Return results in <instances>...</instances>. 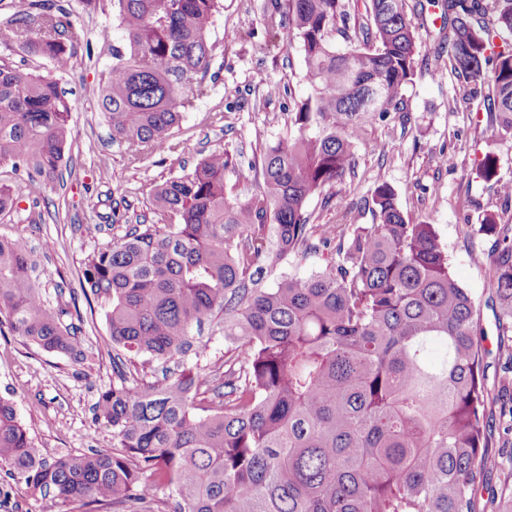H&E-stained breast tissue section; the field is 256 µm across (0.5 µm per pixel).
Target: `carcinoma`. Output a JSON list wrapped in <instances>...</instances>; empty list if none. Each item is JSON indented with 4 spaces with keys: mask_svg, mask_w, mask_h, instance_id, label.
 I'll return each mask as SVG.
<instances>
[{
    "mask_svg": "<svg viewBox=\"0 0 512 512\" xmlns=\"http://www.w3.org/2000/svg\"><path fill=\"white\" fill-rule=\"evenodd\" d=\"M417 0L441 9L436 58L487 101V128L512 135V0ZM275 0L266 26L299 43L308 93L288 134L262 147L263 190L225 181L216 150L149 184L168 224H130L90 256L85 297L104 302L117 380L94 419L112 449L52 461L0 397V468L67 512H479L488 490L512 512V484L487 488L486 364L472 297L452 275L434 225L406 217L388 183L371 224H313L310 198L354 173L368 126L404 111L421 64L407 0ZM221 0H112L123 33L99 107L134 160L173 151L171 130L202 91ZM69 0H23L10 20L23 50L70 67L81 35ZM354 24H349V21ZM345 43L336 49V37ZM500 39L499 50L493 49ZM74 105L55 80L0 66V166L43 186L65 158ZM493 214L482 231L504 244L495 294L499 348L509 347L512 244ZM300 277L288 262L323 251ZM37 261L0 239V327L48 352L77 339L43 300ZM224 351L208 358L211 337ZM171 500L157 497L160 490Z\"/></svg>",
    "mask_w": 512,
    "mask_h": 512,
    "instance_id": "cac0c4a2",
    "label": "carcinoma"
}]
</instances>
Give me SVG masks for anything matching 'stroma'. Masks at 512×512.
I'll return each mask as SVG.
<instances>
[{"mask_svg": "<svg viewBox=\"0 0 512 512\" xmlns=\"http://www.w3.org/2000/svg\"><path fill=\"white\" fill-rule=\"evenodd\" d=\"M14 0H0V64L53 78L74 103L71 136L60 183L31 182L10 166L0 180L12 185L16 203L0 212V237L17 241L38 262L44 299L65 309L63 323H78L80 356L49 353L0 331V396L11 399L17 415L46 457L112 447V429L95 421L92 407L100 390L112 384V342L100 301L84 297L79 276L87 258L130 224H158L145 188L182 174L212 151H237L228 183L258 192L255 167L261 148L288 133L294 101L309 89L303 52L284 32L263 25L268 0H222L209 40L214 46L204 94L192 97L172 131V142L186 151L128 158L125 144L113 141L99 109L102 86L112 73V46L121 31L112 27V0H71L70 21L86 41L76 48L68 70L22 51L3 23ZM425 19L419 37L422 73L404 91L407 123L397 114L373 123L356 144V175L346 179L332 202L316 196L307 211L316 224H369L364 199L382 182L398 193L406 217L435 225L460 285L477 304L487 350V389L491 449L498 461L490 481L512 477V421L503 408L512 398V355L497 349L498 318L491 303L498 246L483 234L484 213L512 225V200L497 181H512V136H494L486 127L482 99L463 101L464 83L453 76L447 58H435ZM109 39H101L102 31ZM382 151H375V144ZM498 158L497 181L486 180L480 163Z\"/></svg>", "mask_w": 512, "mask_h": 512, "instance_id": "obj_1", "label": "stroma"}]
</instances>
